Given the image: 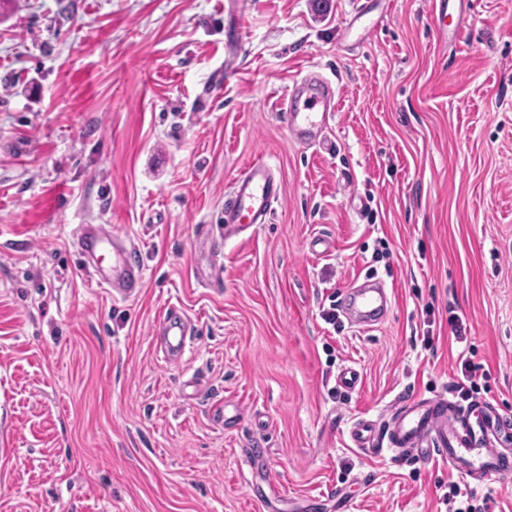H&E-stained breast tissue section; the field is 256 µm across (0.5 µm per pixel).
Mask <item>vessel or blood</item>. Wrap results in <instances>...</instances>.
Instances as JSON below:
<instances>
[{"mask_svg":"<svg viewBox=\"0 0 512 512\" xmlns=\"http://www.w3.org/2000/svg\"><path fill=\"white\" fill-rule=\"evenodd\" d=\"M451 0H433L434 24L448 43L463 41L468 28L463 18L452 17ZM336 110V91L323 77L307 76L293 83L280 102L281 118L298 142L326 146L329 123ZM283 196L282 184L271 167L255 160L235 179L224 196V235L237 237L252 225L267 223L275 203ZM74 246L82 262L94 265L99 284L113 295L128 299L138 295L144 270L134 249L113 238L102 224L81 225ZM389 303L385 288L363 284L346 292L341 312L359 329L372 328ZM156 332L167 358L180 357L192 336L188 319L167 310ZM349 438L360 449H383L393 463L445 459L456 466L472 487L512 475V428H507L491 402L465 404L441 395L410 398L394 404L377 419H361L349 428Z\"/></svg>","mask_w":512,"mask_h":512,"instance_id":"vessel-or-blood-1","label":"vessel or blood"}]
</instances>
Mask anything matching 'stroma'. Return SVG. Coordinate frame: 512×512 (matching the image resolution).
I'll return each instance as SVG.
<instances>
[{"label": "stroma", "instance_id": "1", "mask_svg": "<svg viewBox=\"0 0 512 512\" xmlns=\"http://www.w3.org/2000/svg\"><path fill=\"white\" fill-rule=\"evenodd\" d=\"M11 0L0 13V512H445L443 460L393 464L351 421L444 395L464 353L512 416V0L443 43L430 0ZM235 66L222 96L204 92ZM338 87L334 153L279 101ZM263 159L284 196L222 247L224 196ZM82 224L135 247L140 295L76 254ZM380 281L373 329L332 295ZM194 327L181 360L155 337ZM468 333L456 342L449 312ZM432 319L434 345L413 333ZM359 370L333 399L339 368ZM156 332L165 357L178 358L189 346L192 328L188 319L174 309H168L160 318Z\"/></svg>", "mask_w": 512, "mask_h": 512}]
</instances>
